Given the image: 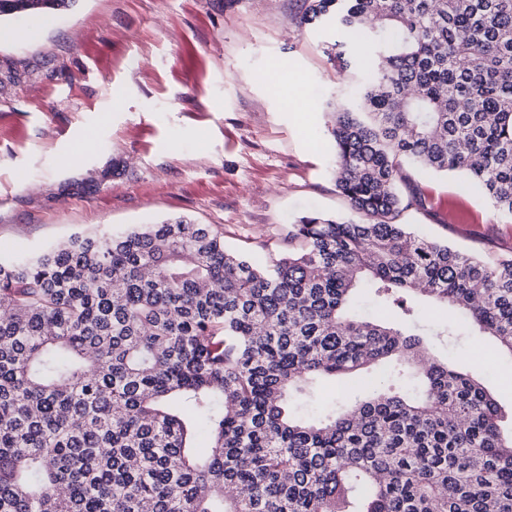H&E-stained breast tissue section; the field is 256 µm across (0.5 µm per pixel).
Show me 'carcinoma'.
Returning a JSON list of instances; mask_svg holds the SVG:
<instances>
[{
  "instance_id": "cac0c4a2",
  "label": "carcinoma",
  "mask_w": 512,
  "mask_h": 512,
  "mask_svg": "<svg viewBox=\"0 0 512 512\" xmlns=\"http://www.w3.org/2000/svg\"><path fill=\"white\" fill-rule=\"evenodd\" d=\"M316 20L349 35L329 60L364 65L329 132L365 220L303 216L267 266L184 220L0 260V512H512L496 399L406 327L426 297L512 356V257L410 231L428 200L399 191L405 164L456 173L512 218V0H308ZM383 361L387 384L301 414L316 378Z\"/></svg>"
}]
</instances>
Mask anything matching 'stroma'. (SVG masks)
<instances>
[{"mask_svg":"<svg viewBox=\"0 0 512 512\" xmlns=\"http://www.w3.org/2000/svg\"><path fill=\"white\" fill-rule=\"evenodd\" d=\"M306 0H76L41 21L11 17L0 40V255H31L71 235L183 218L224 231L260 264L287 254L308 212L350 219L336 189L329 114L359 72L329 61L344 39L301 24ZM295 87L293 100L284 92ZM78 165H68L70 156ZM430 201L402 221L428 239L495 261L512 222L453 176L416 175ZM436 357L485 376L512 431V358L476 361L488 340L453 311L420 303Z\"/></svg>","mask_w":512,"mask_h":512,"instance_id":"35a3bbf8","label":"stroma"}]
</instances>
